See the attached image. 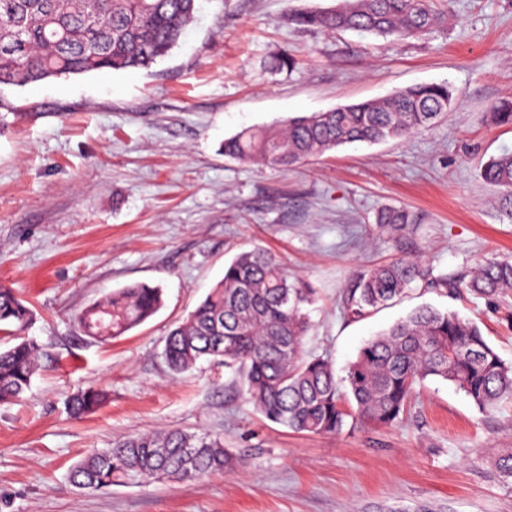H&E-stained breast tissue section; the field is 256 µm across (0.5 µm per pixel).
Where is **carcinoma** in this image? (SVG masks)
Listing matches in <instances>:
<instances>
[{
    "mask_svg": "<svg viewBox=\"0 0 512 512\" xmlns=\"http://www.w3.org/2000/svg\"><path fill=\"white\" fill-rule=\"evenodd\" d=\"M200 0H0V86L49 78L146 67L175 47L195 19ZM293 21L327 31L354 30L404 41L440 27L434 0H343L338 7L299 13ZM456 104L446 84H421L385 100H369L244 130L224 140V155L293 167L348 143L406 140L433 126ZM499 187L500 211L512 219V152L481 168ZM375 223L395 238L415 223L400 208L377 211ZM465 290L490 298L512 290V261H489L465 282L448 280L420 259L360 268L342 288L340 305L351 319L365 317L400 297L411 284ZM317 291L288 274L272 252L255 246L238 253L224 276L188 316L172 328L163 355L177 376L207 360L233 371L246 401L272 423L295 432L339 435L359 426H391L402 419L416 389L428 378L451 383L482 411L512 399V365L479 327L451 311L413 310L366 341L345 375L305 350ZM162 289L133 283L112 291L78 317L80 331L100 342L152 318ZM32 309L15 289L0 285V327L22 332ZM32 341L0 350V401L20 398L38 369ZM88 388L70 401L81 417L104 401ZM224 439L206 432L167 429L120 439L78 462L70 481L91 492L156 480L183 484L234 467ZM512 483V448L496 458Z\"/></svg>",
    "mask_w": 512,
    "mask_h": 512,
    "instance_id": "obj_1",
    "label": "carcinoma"
}]
</instances>
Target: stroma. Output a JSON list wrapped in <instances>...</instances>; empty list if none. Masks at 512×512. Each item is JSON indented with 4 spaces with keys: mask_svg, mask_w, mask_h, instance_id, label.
Here are the masks:
<instances>
[{
    "mask_svg": "<svg viewBox=\"0 0 512 512\" xmlns=\"http://www.w3.org/2000/svg\"><path fill=\"white\" fill-rule=\"evenodd\" d=\"M339 0H201L183 42L147 69L0 89V284L32 307L24 332L42 348L24 398L0 402V512H512L495 467L512 448V401L480 411L452 384L418 385L400 423L339 435L294 433L245 403L224 367L172 377L162 352L240 251L260 245L318 291L306 348L336 371L363 343L428 304L470 319L512 363V292L492 299L412 289L361 319L338 294L351 272L422 257L449 279L512 258V220L481 165L512 151V0H436L433 33L396 43L326 32L294 14ZM294 71L266 72L281 51ZM445 83L457 105L404 141L349 144L293 168L224 155L242 130ZM417 216L398 242L380 207ZM164 290L150 320L107 343L74 318L132 283ZM109 391L72 417L69 398ZM181 428L224 438V473L89 493L69 480L86 454L124 436Z\"/></svg>",
    "mask_w": 512,
    "mask_h": 512,
    "instance_id": "obj_1",
    "label": "stroma"
}]
</instances>
